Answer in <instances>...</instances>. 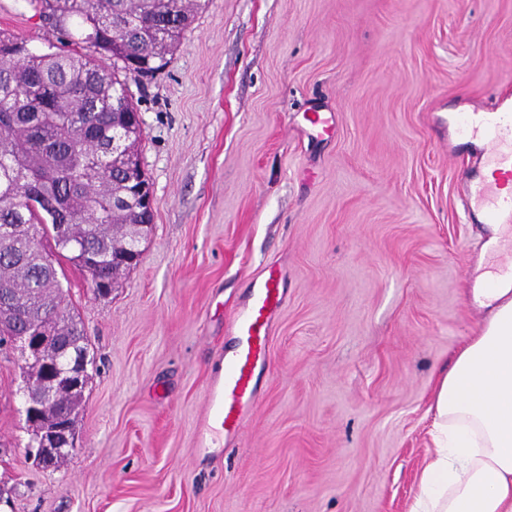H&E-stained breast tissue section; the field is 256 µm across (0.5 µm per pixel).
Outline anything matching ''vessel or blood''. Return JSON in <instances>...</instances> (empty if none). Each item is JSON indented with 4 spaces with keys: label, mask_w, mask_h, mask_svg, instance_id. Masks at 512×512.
I'll list each match as a JSON object with an SVG mask.
<instances>
[{
    "label": "vessel or blood",
    "mask_w": 512,
    "mask_h": 512,
    "mask_svg": "<svg viewBox=\"0 0 512 512\" xmlns=\"http://www.w3.org/2000/svg\"><path fill=\"white\" fill-rule=\"evenodd\" d=\"M459 133L470 138L486 173L467 188V211L481 224H512V104L485 110L474 108L448 118ZM284 290L277 271H269L235 314L230 331L236 347L222 376L211 383L204 428L220 427L237 435L246 407L256 404V369L264 361L270 322L283 303Z\"/></svg>",
    "instance_id": "1"
}]
</instances>
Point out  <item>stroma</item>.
Instances as JSON below:
<instances>
[{
    "instance_id": "1",
    "label": "stroma",
    "mask_w": 512,
    "mask_h": 512,
    "mask_svg": "<svg viewBox=\"0 0 512 512\" xmlns=\"http://www.w3.org/2000/svg\"><path fill=\"white\" fill-rule=\"evenodd\" d=\"M0 32L48 37L28 0H0ZM129 88L153 233L108 297L61 264L95 358L61 467L27 458L19 356L0 354V512H409L435 380L494 262L448 114L512 102V0H206ZM271 264L286 299L259 402L199 447L228 320Z\"/></svg>"
}]
</instances>
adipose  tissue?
Masks as SVG:
<instances>
[{
	"label": "adipose tissue",
	"instance_id": "adipose-tissue-1",
	"mask_svg": "<svg viewBox=\"0 0 512 512\" xmlns=\"http://www.w3.org/2000/svg\"><path fill=\"white\" fill-rule=\"evenodd\" d=\"M473 289L481 330L437 379L434 451L411 512H512V275Z\"/></svg>",
	"mask_w": 512,
	"mask_h": 512
}]
</instances>
